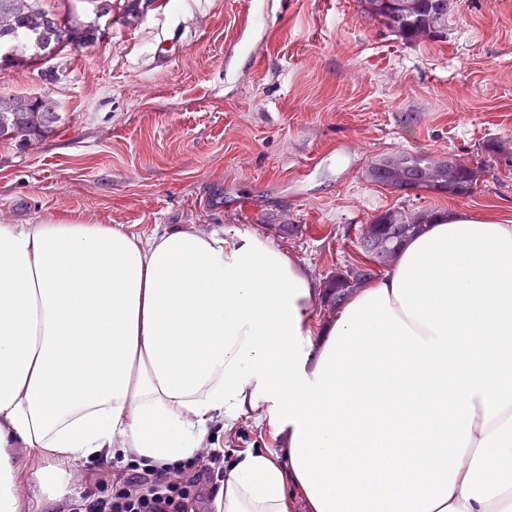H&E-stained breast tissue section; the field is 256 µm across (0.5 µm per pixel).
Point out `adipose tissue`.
<instances>
[{
  "label": "adipose tissue",
  "mask_w": 512,
  "mask_h": 512,
  "mask_svg": "<svg viewBox=\"0 0 512 512\" xmlns=\"http://www.w3.org/2000/svg\"><path fill=\"white\" fill-rule=\"evenodd\" d=\"M318 297L232 224H0V512L246 413L287 448L240 453L223 512H512V223L449 212L324 324Z\"/></svg>",
  "instance_id": "obj_1"
}]
</instances>
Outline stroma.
Masks as SVG:
<instances>
[{"instance_id": "1", "label": "stroma", "mask_w": 512, "mask_h": 512, "mask_svg": "<svg viewBox=\"0 0 512 512\" xmlns=\"http://www.w3.org/2000/svg\"><path fill=\"white\" fill-rule=\"evenodd\" d=\"M12 95L53 98L62 122L26 150L0 143L4 224L81 219L142 238L238 224L320 282L383 210L512 218L511 167L463 199L398 196L363 175L379 156L512 140V0H449L447 37L416 44L359 0H150L95 46L0 70ZM208 440L228 464L274 445L248 416Z\"/></svg>"}]
</instances>
